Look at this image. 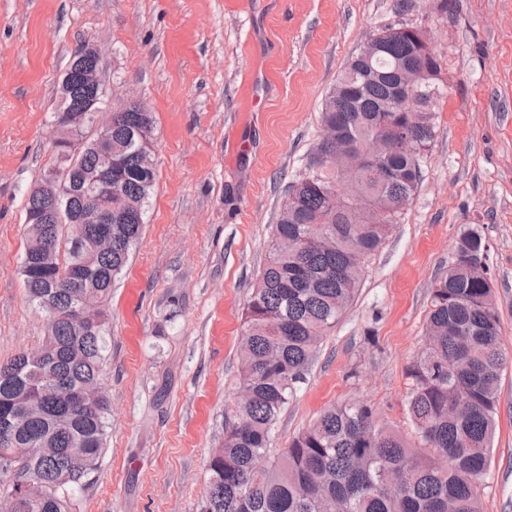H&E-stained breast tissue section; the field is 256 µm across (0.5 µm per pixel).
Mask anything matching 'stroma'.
Masks as SVG:
<instances>
[{
    "instance_id": "1",
    "label": "stroma",
    "mask_w": 512,
    "mask_h": 512,
    "mask_svg": "<svg viewBox=\"0 0 512 512\" xmlns=\"http://www.w3.org/2000/svg\"><path fill=\"white\" fill-rule=\"evenodd\" d=\"M0 0V363L46 333L19 272L29 190L52 168L60 87L93 42L104 108L155 114V190L108 306L107 451L73 512H201L224 403L237 388L246 303L288 185L308 173L322 104L388 26L422 29L441 64L423 178L324 337L275 448L333 405L370 402L410 433L407 374L430 289L455 243L490 250L512 355V0ZM482 512H512V364L501 375Z\"/></svg>"
}]
</instances>
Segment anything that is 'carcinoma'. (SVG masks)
I'll use <instances>...</instances> for the list:
<instances>
[{
    "label": "carcinoma",
    "instance_id": "obj_1",
    "mask_svg": "<svg viewBox=\"0 0 512 512\" xmlns=\"http://www.w3.org/2000/svg\"><path fill=\"white\" fill-rule=\"evenodd\" d=\"M412 43L396 36L368 67L350 59L324 100L322 120L341 123L342 133L325 152L346 164L364 142L385 144L380 163L394 172L381 180L370 168L352 176L351 200L386 197L403 207L422 178V160L436 137L434 113L440 63L434 76L411 94L422 109L416 122L404 112L386 111L397 71L412 60ZM72 55L61 83L62 110L101 105L105 90L86 89ZM84 124L71 132L81 144L69 156L56 150V165L29 192L25 213H47L43 245L27 246L20 266L28 299L38 310L50 305L37 359L27 351L0 364V462L13 458V481L0 479V495L20 494L19 512H71L83 479L106 448L107 396L74 403L69 389L101 380L110 346L105 307L112 285L138 243L145 209L155 187L151 143L154 117L130 102L114 112L112 147L124 155L118 183L137 206L131 223H112V250L99 252V225L69 223L66 208L89 201L60 195L50 200L40 187L58 174L76 193L96 180L105 147ZM336 175L321 166L293 182L295 199L285 202L273 227L268 263L245 310L244 356L234 400L224 405V441L212 455L202 512H481L501 374L507 358L499 346L500 318L490 269L474 262L488 246L477 232L463 234L448 273L434 281L424 343L409 367L413 390L408 415L419 445L411 447L379 421L365 401L325 410L273 453V434L296 396L321 341L350 306L366 263L387 237L389 224H350L336 211ZM309 224L326 226L318 242L305 238ZM65 249L66 256L60 255ZM85 303L99 323L80 328L66 319Z\"/></svg>",
    "mask_w": 512,
    "mask_h": 512
}]
</instances>
